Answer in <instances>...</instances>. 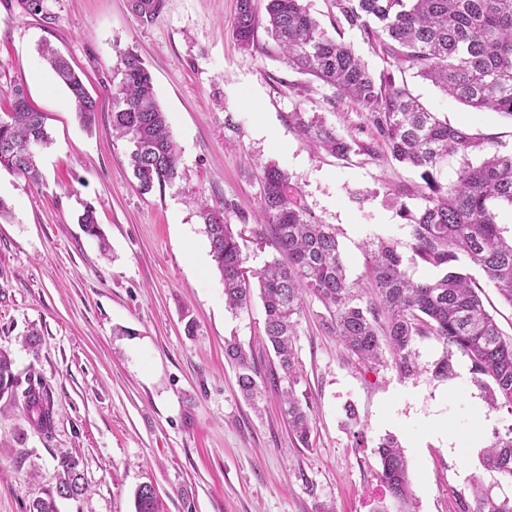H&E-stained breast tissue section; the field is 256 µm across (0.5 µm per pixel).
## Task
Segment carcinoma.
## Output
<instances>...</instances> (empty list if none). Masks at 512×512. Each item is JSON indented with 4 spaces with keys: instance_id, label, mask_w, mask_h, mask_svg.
I'll use <instances>...</instances> for the list:
<instances>
[{
    "instance_id": "1",
    "label": "carcinoma",
    "mask_w": 512,
    "mask_h": 512,
    "mask_svg": "<svg viewBox=\"0 0 512 512\" xmlns=\"http://www.w3.org/2000/svg\"><path fill=\"white\" fill-rule=\"evenodd\" d=\"M141 23H153L164 0H127ZM328 33L304 0H237L232 36L250 49L258 29L279 46L288 66L331 86L340 100L354 102L370 124L372 141L349 139L321 121L289 113L290 122L309 146L347 159L374 154L379 144L393 160L415 169L422 180L420 204L398 205L406 221L412 255L404 259L397 243L379 239L365 245L364 256L372 298L348 280L336 233L318 223L300 202L288 174L274 164L261 166L257 224L250 233L266 240L278 257L259 271L247 266L243 231L229 223L220 208L202 204L212 260L224 283L225 306H246L259 292L263 303L264 336L278 362L266 377L246 351L229 344L225 355L238 369V386L254 399L266 382L287 381L281 410L303 446L310 443V406L295 393L301 377L295 356L303 294L310 293L326 308L325 330L350 356L369 366L393 363L404 373L416 369L415 346L434 337L444 345L435 376L455 373L454 359L470 362L474 381L488 404L512 415V336H505L480 297L481 287L464 272L475 267L512 306V236L497 221L496 209L512 207V152L486 150L485 140L465 127L441 121L396 78L412 70L476 111L512 118V0H330ZM21 13L49 24L44 0H17ZM358 30L387 57L388 67L373 74L352 46L345 29ZM40 53L63 85L79 124L96 126L99 102L81 77L55 49ZM112 134L129 145L133 177L143 193L180 178V151L167 113L159 105L149 69L132 50L117 55L112 70ZM51 143L44 113L29 102L24 88L13 87L9 112L0 117V168L38 187L43 181L32 147ZM459 158L456 179L440 180L448 157ZM479 160L474 162L472 157ZM85 231L101 237L95 207L79 218ZM422 263L439 271L431 280H416L408 265ZM22 404L28 423L48 435L54 411L45 384L13 372L10 357L0 352V399ZM381 480L397 504L410 512L412 492L408 465L398 442L388 437L377 447ZM487 470L512 478V425L484 450ZM56 495L36 499L30 512H58L56 498H74L86 490L79 461L71 454L57 458ZM476 512H512V500L495 499L481 481L473 482ZM135 512H159L153 486H140Z\"/></svg>"
}]
</instances>
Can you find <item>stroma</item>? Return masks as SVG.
Instances as JSON below:
<instances>
[{
  "instance_id": "stroma-1",
  "label": "stroma",
  "mask_w": 512,
  "mask_h": 512,
  "mask_svg": "<svg viewBox=\"0 0 512 512\" xmlns=\"http://www.w3.org/2000/svg\"><path fill=\"white\" fill-rule=\"evenodd\" d=\"M236 3L165 0L145 25L127 0H45V24L0 0V105L22 85L53 138L37 154L40 187L0 170V198L13 213L0 222V351L11 354L20 379L46 384L55 418L47 438L21 407L0 412V512H29L34 499L54 493L63 452L79 459L87 490L59 501V512H134L142 484L155 488L160 512H375L389 500L376 449L390 436L408 461L414 512H458L477 479L496 498H512V479L482 465L512 415L487 404L465 359L451 379H436L443 345L435 338L418 342L412 374L392 364L368 368L324 331L326 310L308 294L295 390L310 404V446L290 433L276 387L256 406L241 395L226 342L252 351L263 372L275 356L260 341V298L236 311L224 305L202 202L226 205L230 223L254 224L257 166L277 164L311 215L334 225L347 276L361 284L364 241L389 239L410 254L395 195L420 179L382 156L341 160L307 148L289 113L361 140L371 135L367 119L283 63L266 32L241 49L231 35ZM43 42L98 97L93 131L78 124L38 51ZM126 48L148 65L181 151L180 179L147 194L132 176L127 143L112 137V68ZM406 80L440 118L512 150V120L472 111L430 81ZM87 204L108 253L77 222ZM33 333L34 349L26 343Z\"/></svg>"
}]
</instances>
